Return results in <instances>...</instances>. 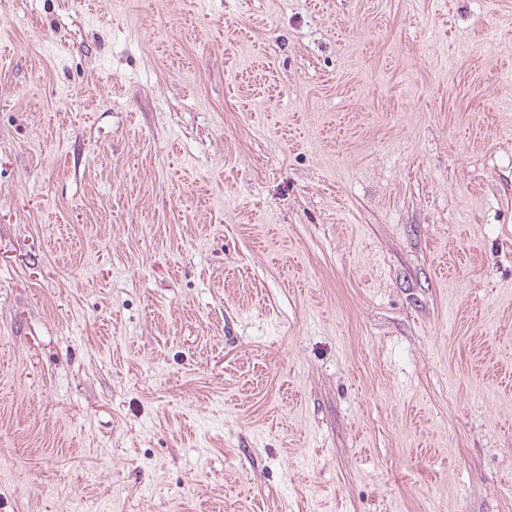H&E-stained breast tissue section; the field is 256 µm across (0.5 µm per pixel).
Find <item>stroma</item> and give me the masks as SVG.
<instances>
[{"instance_id":"35a3bbf8","label":"stroma","mask_w":512,"mask_h":512,"mask_svg":"<svg viewBox=\"0 0 512 512\" xmlns=\"http://www.w3.org/2000/svg\"><path fill=\"white\" fill-rule=\"evenodd\" d=\"M0 512H512V0H0Z\"/></svg>"}]
</instances>
